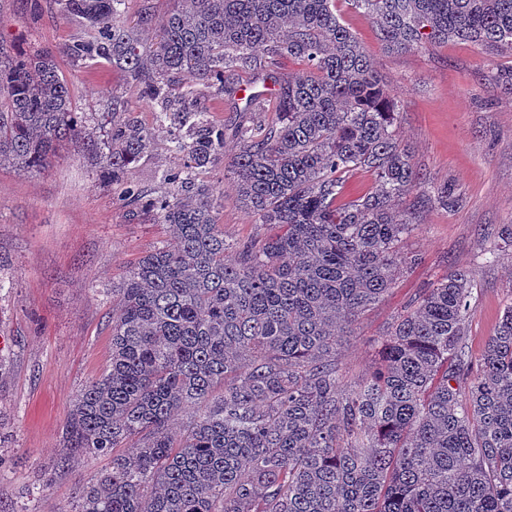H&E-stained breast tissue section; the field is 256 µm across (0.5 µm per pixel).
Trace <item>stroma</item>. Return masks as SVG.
<instances>
[{"label":"stroma","instance_id":"stroma-1","mask_svg":"<svg viewBox=\"0 0 512 512\" xmlns=\"http://www.w3.org/2000/svg\"><path fill=\"white\" fill-rule=\"evenodd\" d=\"M336 7L388 81L398 105L396 134L414 156L421 190L447 182L463 190L454 208L431 203L413 212L403 247L419 256L418 265L340 337L336 360L345 384L354 386L373 370L388 326L449 271L474 273L466 324L474 357L512 302V255L487 257L496 230L512 224V95L494 80L512 66V52L451 41L390 53L372 18L348 0ZM84 29L56 0H0V41L58 52L72 107L96 137L123 77L105 61L76 65L63 56ZM199 104L226 136L223 156L196 170L194 181L212 189L225 235L262 240L269 227L239 207L224 174L238 150L239 106L206 91ZM182 165L163 134L126 181L158 193L164 173ZM170 236L153 216H132L122 187L102 180L89 147H69L31 175L0 170V336L10 340L0 349V512H75L82 488L107 467V457L65 448L63 427L75 396L110 361L113 289Z\"/></svg>","mask_w":512,"mask_h":512}]
</instances>
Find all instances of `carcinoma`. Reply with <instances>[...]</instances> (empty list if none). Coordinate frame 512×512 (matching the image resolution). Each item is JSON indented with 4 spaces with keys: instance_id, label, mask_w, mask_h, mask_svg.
Instances as JSON below:
<instances>
[{
    "instance_id": "carcinoma-1",
    "label": "carcinoma",
    "mask_w": 512,
    "mask_h": 512,
    "mask_svg": "<svg viewBox=\"0 0 512 512\" xmlns=\"http://www.w3.org/2000/svg\"><path fill=\"white\" fill-rule=\"evenodd\" d=\"M126 2L57 0L89 29L64 53L121 71L123 92L152 104L159 124L177 122L174 150L189 164L184 178L163 175L173 192L125 187L132 212L172 237L117 289L110 363L66 421V447L112 457L76 512H512V304L478 368L466 269L411 301L356 387L334 359L337 338L418 264L400 251L413 222L398 202L461 200L452 183L413 195L396 103L336 0H179L160 21L147 2L127 20ZM348 2L390 52L450 39L512 51V0ZM285 60L305 72H282ZM240 72L274 83L277 100L262 132L250 97L225 167L241 207L277 229L258 242L225 236L211 190L189 185L224 154L198 86L232 99ZM105 136L112 183L154 144L130 118ZM83 141L94 143L56 55L0 44V169L31 174ZM360 170L372 190L343 200Z\"/></svg>"
}]
</instances>
